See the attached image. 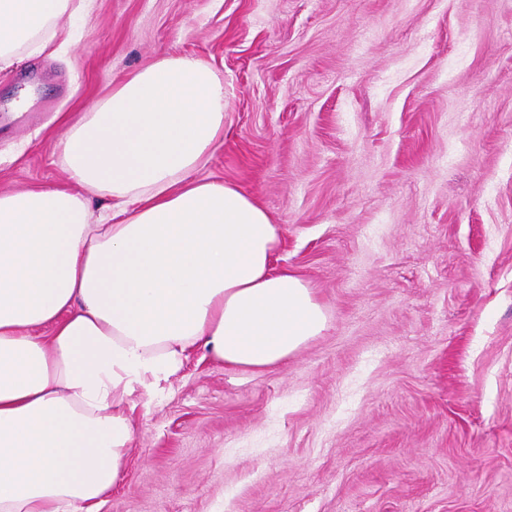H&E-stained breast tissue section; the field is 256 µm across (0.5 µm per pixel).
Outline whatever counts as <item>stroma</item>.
<instances>
[{
    "instance_id": "35a3bbf8",
    "label": "stroma",
    "mask_w": 512,
    "mask_h": 512,
    "mask_svg": "<svg viewBox=\"0 0 512 512\" xmlns=\"http://www.w3.org/2000/svg\"><path fill=\"white\" fill-rule=\"evenodd\" d=\"M0 69V194L69 186V122L163 56L223 77L194 173L278 224L329 325L192 350L130 400L101 512H512V0H91Z\"/></svg>"
}]
</instances>
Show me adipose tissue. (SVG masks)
Listing matches in <instances>:
<instances>
[{"label":"adipose tissue","instance_id":"1","mask_svg":"<svg viewBox=\"0 0 512 512\" xmlns=\"http://www.w3.org/2000/svg\"><path fill=\"white\" fill-rule=\"evenodd\" d=\"M71 0H0V64ZM224 136V81L161 57L69 127L66 169L123 202L94 224L64 188L0 194V512H98L124 465L127 408L202 347L243 371L327 328L316 291L273 259L281 236L239 188L194 181Z\"/></svg>","mask_w":512,"mask_h":512}]
</instances>
